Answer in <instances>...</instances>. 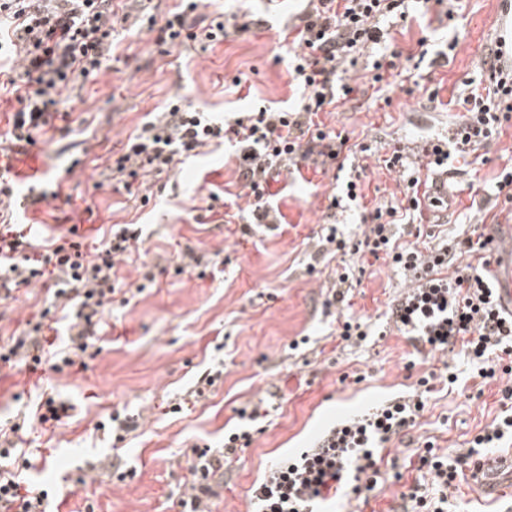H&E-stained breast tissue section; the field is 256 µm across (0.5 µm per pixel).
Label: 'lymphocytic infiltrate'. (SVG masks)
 Returning <instances> with one entry per match:
<instances>
[{
  "label": "lymphocytic infiltrate",
  "instance_id": "obj_1",
  "mask_svg": "<svg viewBox=\"0 0 512 512\" xmlns=\"http://www.w3.org/2000/svg\"><path fill=\"white\" fill-rule=\"evenodd\" d=\"M201 3L181 0L164 23L148 18L146 29L156 32L162 45L223 41V16L200 31L189 28L187 18ZM408 15L407 0H315L294 29L288 59V74L302 95L300 106L261 107L217 122L175 100L166 112L136 129L125 152L108 162V170L119 179L160 175L172 171L179 157H195L211 144L228 143L239 151V195L253 222L275 223L266 189L284 162L316 157L326 166L344 153L369 152L368 144H350L320 114L353 93L349 71L358 62H365L376 84L406 71L408 58L390 43L389 30ZM113 33L112 0H0V49L20 51L23 62L24 91L16 97L19 108L8 152L26 154L58 115L61 90L98 75L117 48ZM482 79L486 90L475 87L455 99L463 116L452 134L427 141L420 169L404 175L405 205L364 208L362 236L352 243L337 235L335 210L341 199H331L326 215L329 227L322 241L327 252L368 254L403 273L407 286L392 309L402 335L420 337L433 353L447 349L449 342L461 343L477 377L501 385V411L468 448L440 453L429 442L417 454L415 469L421 478L402 494L403 512H447L448 492L458 488L465 469L482 460L484 449L512 442V315L501 310L487 275L491 236L474 230L424 252L400 243L395 231L420 209L421 170H440L469 157L512 120V65L502 60L499 47L487 48ZM141 235L138 225L114 224L107 239L90 249L73 226L38 252L23 225L1 222L0 291L9 294L39 282L52 301L26 320L22 336L9 348H0V365L30 375L48 357L52 371L60 373L84 358L121 284L118 266L133 262ZM59 312L70 321L69 342L61 349L56 346ZM265 407L261 400L239 408L241 425L225 435L223 447L193 448L187 495L179 501L182 512H211L210 502L218 496L216 475L225 461L251 445L252 426L262 420ZM424 409L425 401L417 394L377 406L334 433L327 446L302 449L274 465L251 488L255 512H314L317 502L345 485L354 498H361L376 483L383 444L414 426ZM47 499L45 489L0 472V512H46Z\"/></svg>",
  "mask_w": 512,
  "mask_h": 512
}]
</instances>
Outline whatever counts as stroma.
Masks as SVG:
<instances>
[{"label": "stroma", "mask_w": 512, "mask_h": 512, "mask_svg": "<svg viewBox=\"0 0 512 512\" xmlns=\"http://www.w3.org/2000/svg\"><path fill=\"white\" fill-rule=\"evenodd\" d=\"M459 24L449 28L445 8L431 5L426 19H409L394 32L397 48L418 53L419 39L458 47L449 62L422 64L420 71L390 78L376 98L366 78L356 81L355 100L323 120L351 142L381 141L386 148L442 133L460 116L443 111L450 99L468 94L479 77L478 63L496 39L499 0H458ZM215 9L238 14L248 25L224 41L182 47L160 46L152 36L129 29L123 48L98 77L81 89L62 93L61 111L48 133L28 154L13 156L20 177L42 176V185L59 190L55 199L14 214L31 225L35 242L77 224L87 239H101L113 224L142 229L147 261L157 268L155 287L113 300L105 328L94 341L86 367L50 377V391L74 407L55 432L34 429L23 439L34 456L26 477L49 491L50 512H180L188 456L193 445L224 442L237 423L238 408L269 397L264 432L224 467L222 497L215 512H247L249 490L274 463L308 446L336 410L362 408L413 392L426 372L452 369L453 385L437 384L408 439L386 443L378 484L370 494L371 512H390L400 504L418 473L410 467L407 443L432 441L440 450L463 447L500 411L497 384H482L458 353L423 355L389 321V307L401 287L400 274L374 257L320 254L323 213L340 191L333 172L314 165L282 171L270 183L269 205L283 217L277 227L250 224L232 204L218 213L205 209L210 192L237 193L234 147L212 145L204 154L182 159L173 171L154 177L151 189L139 183L114 189L101 172L112 151L168 100L183 97L220 120L262 106L289 108L298 95L289 85L280 36L298 23L307 0H216ZM512 159V121L478 157L456 169L445 222L417 219L398 227L403 241L430 247L473 225L511 224L512 203L498 192L494 174ZM362 166V206L390 200L396 173L375 159ZM480 186L486 205L471 207L470 185ZM212 252L204 275L175 274L172 262L185 249ZM362 270L348 313L327 311L326 289L343 266ZM37 284L20 287L0 303V346L21 320L48 307ZM365 322L364 342H342L336 330L344 315ZM224 366V382L205 401L180 414L166 403L186 398L209 366ZM19 375L0 374V419L31 411L42 391L20 385ZM140 415V426L120 444L97 431L113 411ZM103 461L100 471L88 470ZM133 468L136 478L120 483L108 465Z\"/></svg>", "instance_id": "stroma-1"}]
</instances>
